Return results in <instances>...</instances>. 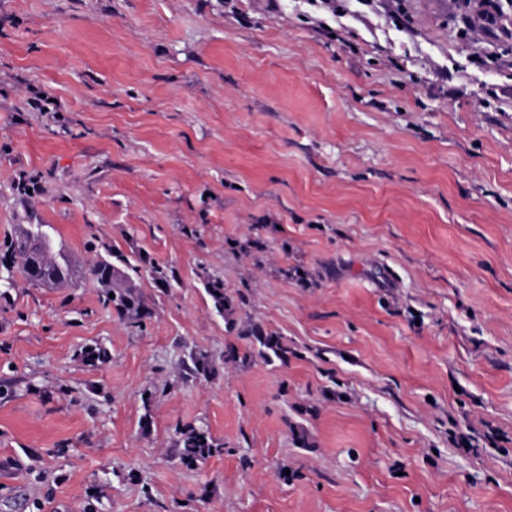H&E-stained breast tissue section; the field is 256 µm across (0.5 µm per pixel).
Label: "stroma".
<instances>
[{"label": "stroma", "instance_id": "stroma-1", "mask_svg": "<svg viewBox=\"0 0 512 512\" xmlns=\"http://www.w3.org/2000/svg\"><path fill=\"white\" fill-rule=\"evenodd\" d=\"M499 8L0 0V247L43 224L73 262L0 292V512H512ZM110 253L146 257L143 327L100 300ZM491 426L505 447H454ZM199 428L221 451L189 463ZM250 333L252 336L256 338L258 343L264 351L260 352L261 356L269 357V352H271L274 356L278 357L281 360H287L288 358V348L284 347L280 338L277 336H268L263 333L261 329H251Z\"/></svg>", "mask_w": 512, "mask_h": 512}]
</instances>
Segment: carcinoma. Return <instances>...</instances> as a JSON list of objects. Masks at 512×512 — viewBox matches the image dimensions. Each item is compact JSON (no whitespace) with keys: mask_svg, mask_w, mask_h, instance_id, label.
Segmentation results:
<instances>
[{"mask_svg":"<svg viewBox=\"0 0 512 512\" xmlns=\"http://www.w3.org/2000/svg\"><path fill=\"white\" fill-rule=\"evenodd\" d=\"M43 253L46 265L51 269L54 275L56 286L63 287L71 279L70 270L72 267L69 259L60 254L51 253V246H43ZM19 266L24 278L34 286H43V282L34 279L26 269V257L24 251L17 250V244L13 243L8 247L4 258L0 259V268L6 272V275L0 277V285L9 288L12 286V277L9 276L14 266ZM135 270L127 258L122 255L116 256V261L109 259L98 260L94 262L89 273L94 281L101 288L102 302L106 306L112 307L117 317L130 324L140 325L151 317L152 307L139 292L129 271ZM207 292L213 300L215 309L224 312L227 298L224 297V285L219 281H212L207 285ZM114 297H109V294ZM252 336L256 338L264 351L260 352L262 356L274 355L285 361L288 359V348L284 347L280 338L269 336L256 328L250 330ZM215 368L214 362L207 353H193L190 355V361L184 365V377L195 378L199 375H206ZM221 452V448L211 438L208 431L204 429H193L183 439V458L191 463L197 459H202Z\"/></svg>","mask_w":512,"mask_h":512,"instance_id":"carcinoma-1","label":"carcinoma"}]
</instances>
